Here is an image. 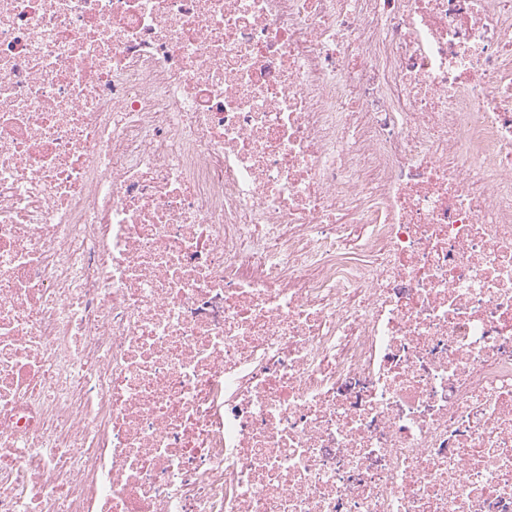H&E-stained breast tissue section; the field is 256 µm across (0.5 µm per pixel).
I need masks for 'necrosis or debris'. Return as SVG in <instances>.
Listing matches in <instances>:
<instances>
[{"instance_id": "necrosis-or-debris-1", "label": "necrosis or debris", "mask_w": 512, "mask_h": 512, "mask_svg": "<svg viewBox=\"0 0 512 512\" xmlns=\"http://www.w3.org/2000/svg\"><path fill=\"white\" fill-rule=\"evenodd\" d=\"M0 512H512V0H0Z\"/></svg>"}]
</instances>
